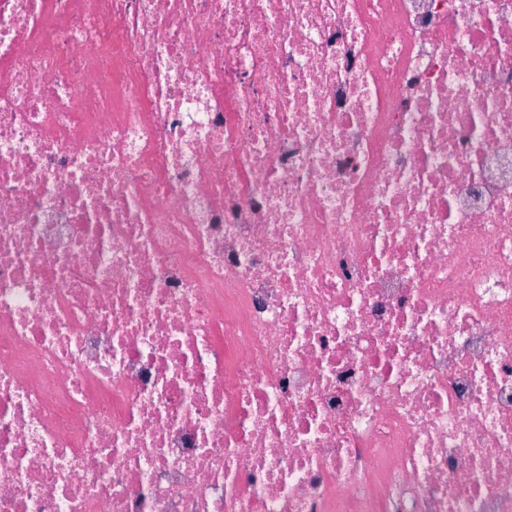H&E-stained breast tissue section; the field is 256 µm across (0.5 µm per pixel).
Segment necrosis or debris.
I'll use <instances>...</instances> for the list:
<instances>
[{
	"label": "necrosis or debris",
	"mask_w": 512,
	"mask_h": 512,
	"mask_svg": "<svg viewBox=\"0 0 512 512\" xmlns=\"http://www.w3.org/2000/svg\"><path fill=\"white\" fill-rule=\"evenodd\" d=\"M0 512H512V0H0Z\"/></svg>",
	"instance_id": "1"
}]
</instances>
